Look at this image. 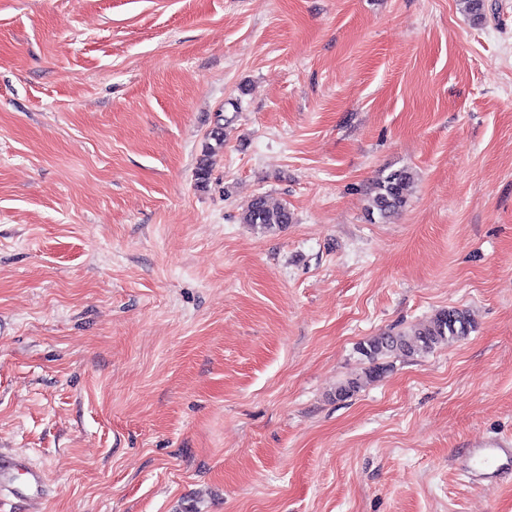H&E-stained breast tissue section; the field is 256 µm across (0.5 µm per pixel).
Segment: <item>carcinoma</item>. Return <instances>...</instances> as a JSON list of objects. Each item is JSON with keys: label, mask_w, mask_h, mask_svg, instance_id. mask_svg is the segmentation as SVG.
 Segmentation results:
<instances>
[{"label": "carcinoma", "mask_w": 512, "mask_h": 512, "mask_svg": "<svg viewBox=\"0 0 512 512\" xmlns=\"http://www.w3.org/2000/svg\"><path fill=\"white\" fill-rule=\"evenodd\" d=\"M462 3L470 21L475 25L481 24L484 0H462ZM223 147L224 127L219 123L208 134L197 160L195 176L199 186L208 184L215 157ZM414 179L415 173L409 167L379 175L368 188L367 213L381 223L399 214L408 204ZM241 221L265 231H275L293 223V213L288 204H272L267 196L258 194L245 206ZM473 328L474 321L468 310L448 307L408 330L371 336L358 346L359 353L369 363L365 375L369 379L381 378L390 369L387 359L429 353L450 339L469 335Z\"/></svg>", "instance_id": "obj_1"}]
</instances>
